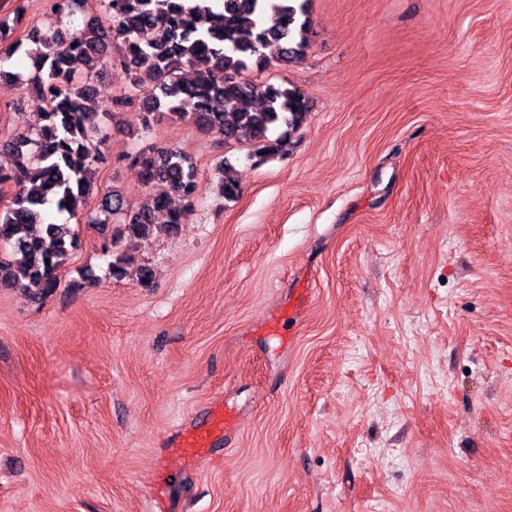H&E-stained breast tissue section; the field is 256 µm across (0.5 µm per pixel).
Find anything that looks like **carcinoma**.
I'll return each mask as SVG.
<instances>
[{"mask_svg":"<svg viewBox=\"0 0 512 512\" xmlns=\"http://www.w3.org/2000/svg\"><path fill=\"white\" fill-rule=\"evenodd\" d=\"M309 0H103L97 16L91 0H52L49 12L16 30L22 14L0 17V46L9 58L23 45L32 71L22 80L47 99L41 121L21 132L0 136V185L15 193L0 211V245L22 255L16 265L0 257V285L41 298L61 286V260L79 246L71 225L44 219L54 209L77 216L98 203L112 223L104 249L112 248V275L135 269L148 286L152 270L135 265L117 248L153 232L179 233L194 209L196 168L190 157L170 148L141 150L132 165L147 185L166 191L145 204H127L118 191L93 197L95 165L104 157L100 117L135 99L154 117L187 122L224 141L249 139L254 156L286 152L289 137L306 120L308 101L295 86L257 84L242 76L275 60L289 66L309 48ZM88 16L74 31L62 25L65 14ZM122 51L124 90L116 95L89 75L108 64V49ZM163 212L166 223H154Z\"/></svg>","mask_w":512,"mask_h":512,"instance_id":"cac0c4a2","label":"carcinoma"}]
</instances>
